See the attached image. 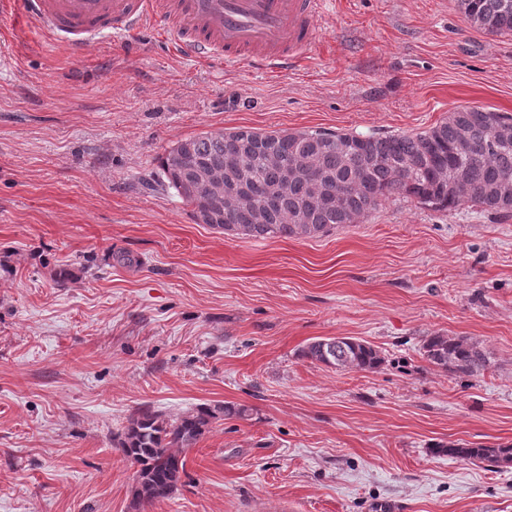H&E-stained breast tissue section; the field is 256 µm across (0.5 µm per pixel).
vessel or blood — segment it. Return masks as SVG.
<instances>
[{
  "label": "vessel or blood",
  "instance_id": "vessel-or-blood-1",
  "mask_svg": "<svg viewBox=\"0 0 512 512\" xmlns=\"http://www.w3.org/2000/svg\"><path fill=\"white\" fill-rule=\"evenodd\" d=\"M25 13L79 57L99 39L147 25L174 31L189 58L298 65L311 53L325 0H20Z\"/></svg>",
  "mask_w": 512,
  "mask_h": 512
}]
</instances>
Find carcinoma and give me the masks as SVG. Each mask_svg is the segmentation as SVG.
Masks as SVG:
<instances>
[{
	"label": "carcinoma",
	"instance_id": "obj_1",
	"mask_svg": "<svg viewBox=\"0 0 512 512\" xmlns=\"http://www.w3.org/2000/svg\"><path fill=\"white\" fill-rule=\"evenodd\" d=\"M474 27L489 34H512V0H455ZM245 163L230 166V141ZM304 163L317 183L289 180L276 201L264 188L276 185L289 167ZM160 183L191 208L197 224L232 237L252 239L313 237L376 210L391 195H406L429 209L451 211L469 204L507 219L512 216V115L479 106H460L441 123L417 134L363 135L329 129L258 132L247 128L206 132L178 141L159 159ZM224 176L226 195L213 199L193 190L201 171ZM250 192L242 211L230 186ZM433 366L458 376L485 370L486 354L464 337L436 333L423 345ZM303 355L336 369L373 370L382 357L370 345L349 338L317 339ZM246 409L217 403L190 411L173 422L148 409L128 420L119 441L125 457L139 466L134 499H168L186 474L184 451L216 421L242 416ZM451 457L480 461L491 468L512 465V447L439 448Z\"/></svg>",
	"mask_w": 512,
	"mask_h": 512
}]
</instances>
